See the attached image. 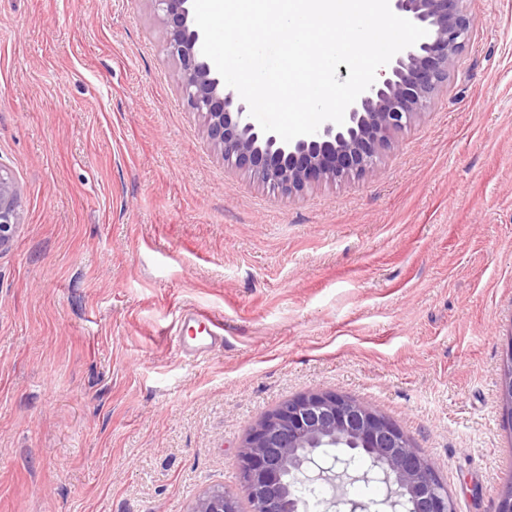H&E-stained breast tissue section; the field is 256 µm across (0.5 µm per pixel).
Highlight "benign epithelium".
I'll return each mask as SVG.
<instances>
[{"label": "benign epithelium", "instance_id": "benign-epithelium-1", "mask_svg": "<svg viewBox=\"0 0 512 512\" xmlns=\"http://www.w3.org/2000/svg\"><path fill=\"white\" fill-rule=\"evenodd\" d=\"M167 46L179 62L187 106L202 115L208 137L224 161L276 190L297 196L321 183L374 174L394 134L410 126L448 90L459 56L476 27L468 0H390L393 11L427 30L384 66V79L364 91L337 125L289 142L265 133L238 92L227 86L202 53L203 33L191 0H154ZM22 201L11 171L0 165V250L21 224ZM503 418L512 426V364L500 384ZM343 448L330 461L324 448ZM369 463L359 479L379 483L386 494L368 502L350 499L345 480L360 455ZM249 512H303L302 490L324 481L336 488L332 506L345 512H456L448 488L404 432L372 408L336 393H307L283 402L259 420L238 455ZM191 512H241L222 487L202 494Z\"/></svg>", "mask_w": 512, "mask_h": 512}]
</instances>
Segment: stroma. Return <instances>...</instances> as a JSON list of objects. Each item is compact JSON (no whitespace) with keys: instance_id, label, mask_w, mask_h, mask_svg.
Masks as SVG:
<instances>
[{"instance_id":"35a3bbf8","label":"stroma","mask_w":512,"mask_h":512,"mask_svg":"<svg viewBox=\"0 0 512 512\" xmlns=\"http://www.w3.org/2000/svg\"><path fill=\"white\" fill-rule=\"evenodd\" d=\"M448 81L374 175L289 197L230 167L152 0H0V512L246 501L287 399L396 423L458 512L512 485V0H470ZM208 316L199 355L181 326ZM22 201L11 171L0 165V250L9 247L21 224ZM191 512H241L237 499L224 488L214 487L202 494Z\"/></svg>"}]
</instances>
